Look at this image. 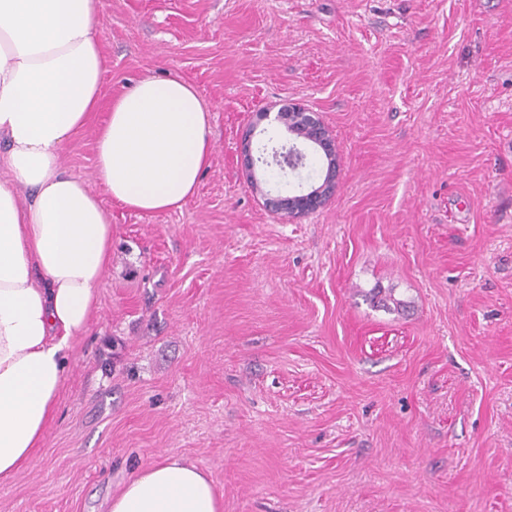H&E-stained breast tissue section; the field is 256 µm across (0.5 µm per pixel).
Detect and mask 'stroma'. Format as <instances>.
<instances>
[{"instance_id": "obj_1", "label": "stroma", "mask_w": 512, "mask_h": 512, "mask_svg": "<svg viewBox=\"0 0 512 512\" xmlns=\"http://www.w3.org/2000/svg\"><path fill=\"white\" fill-rule=\"evenodd\" d=\"M102 104L66 148L95 186L111 99L190 80L213 152L145 215L104 199L112 258L58 411L0 512H106L158 458L224 512H512V0H103ZM298 102L336 193L292 220L241 166ZM392 291L402 309L372 305Z\"/></svg>"}]
</instances>
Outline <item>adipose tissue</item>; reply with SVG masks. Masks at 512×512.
I'll return each mask as SVG.
<instances>
[{"label":"adipose tissue","instance_id":"ef3b65f1","mask_svg":"<svg viewBox=\"0 0 512 512\" xmlns=\"http://www.w3.org/2000/svg\"><path fill=\"white\" fill-rule=\"evenodd\" d=\"M101 0H0V479L27 467L56 412L68 351L90 324L112 217L62 154L101 104ZM97 183L124 207L182 208L211 154L209 112L178 75L114 97ZM195 464L164 458L128 479L109 512H223Z\"/></svg>","mask_w":512,"mask_h":512}]
</instances>
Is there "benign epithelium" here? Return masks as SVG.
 Wrapping results in <instances>:
<instances>
[{
	"instance_id": "7a95c632",
	"label": "benign epithelium",
	"mask_w": 512,
	"mask_h": 512,
	"mask_svg": "<svg viewBox=\"0 0 512 512\" xmlns=\"http://www.w3.org/2000/svg\"><path fill=\"white\" fill-rule=\"evenodd\" d=\"M269 117L278 125L285 127L295 138L312 144L322 152L324 168L320 184L299 195L270 196L263 193L261 181L255 172L256 162L262 161V158H253L251 129L246 132L240 145L247 177L255 192L263 195V204L271 213L284 214L291 218L303 217L321 208L336 192L339 165L334 135L316 113L299 104L282 106L273 114L268 111L260 114L262 119ZM274 159L280 168L295 170L303 165L307 155L293 145L274 152Z\"/></svg>"
}]
</instances>
